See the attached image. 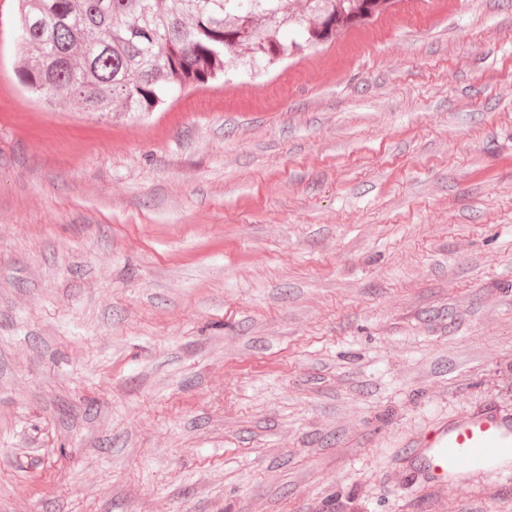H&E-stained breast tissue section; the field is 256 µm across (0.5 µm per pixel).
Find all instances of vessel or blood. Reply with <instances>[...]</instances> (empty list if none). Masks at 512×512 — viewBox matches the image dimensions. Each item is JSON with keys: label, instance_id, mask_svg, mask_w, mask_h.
Segmentation results:
<instances>
[{"label": "vessel or blood", "instance_id": "obj_1", "mask_svg": "<svg viewBox=\"0 0 512 512\" xmlns=\"http://www.w3.org/2000/svg\"><path fill=\"white\" fill-rule=\"evenodd\" d=\"M419 446L431 479L450 483L465 470L494 474L512 465V417L486 409L435 427Z\"/></svg>", "mask_w": 512, "mask_h": 512}]
</instances>
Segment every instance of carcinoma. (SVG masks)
I'll return each mask as SVG.
<instances>
[{
    "label": "carcinoma",
    "mask_w": 512,
    "mask_h": 512,
    "mask_svg": "<svg viewBox=\"0 0 512 512\" xmlns=\"http://www.w3.org/2000/svg\"><path fill=\"white\" fill-rule=\"evenodd\" d=\"M15 70L30 96L84 112H154L234 66L327 42L387 0H14ZM294 38H288V34Z\"/></svg>",
    "instance_id": "carcinoma-1"
}]
</instances>
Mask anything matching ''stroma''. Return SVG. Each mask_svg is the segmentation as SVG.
Returning <instances> with one entry per match:
<instances>
[{
	"label": "stroma",
	"instance_id": "1",
	"mask_svg": "<svg viewBox=\"0 0 512 512\" xmlns=\"http://www.w3.org/2000/svg\"><path fill=\"white\" fill-rule=\"evenodd\" d=\"M13 18L0 512H512L403 459L512 414V0H388L164 112L32 101Z\"/></svg>",
	"mask_w": 512,
	"mask_h": 512
}]
</instances>
